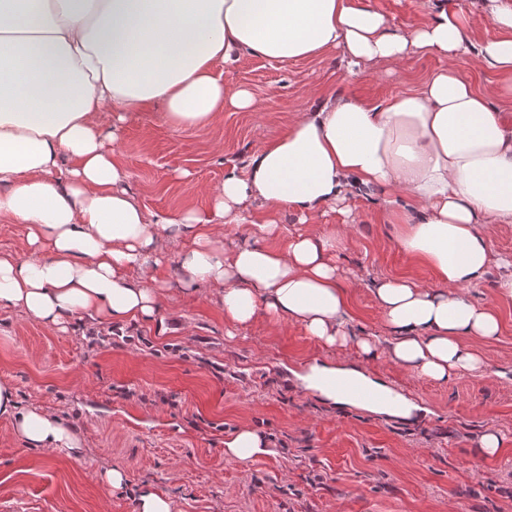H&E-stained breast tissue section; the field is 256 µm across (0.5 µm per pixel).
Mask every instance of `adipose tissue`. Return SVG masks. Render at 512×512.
Here are the masks:
<instances>
[{"instance_id":"adipose-tissue-1","label":"adipose tissue","mask_w":512,"mask_h":512,"mask_svg":"<svg viewBox=\"0 0 512 512\" xmlns=\"http://www.w3.org/2000/svg\"><path fill=\"white\" fill-rule=\"evenodd\" d=\"M427 3L421 22L395 27L350 0H0V217L25 227L16 249L0 252V309L62 331L78 314L155 321L168 289L159 272L173 261L184 288L206 285L231 327L262 311L325 346L354 344L355 364L314 362L297 376L332 404L410 419L416 404L367 372L381 355L437 382L486 375L470 341L496 339L500 317L467 291L495 267L499 295L512 298V257L493 253L489 239L491 225L512 224V127L495 105L512 97V82L479 89L458 64L512 78V0H487L481 14ZM486 19L498 35L473 43ZM336 49L351 72L420 54L443 65L388 99L330 96L296 112L286 132L225 172L208 212L147 215L116 161L130 115L154 103L173 125L205 126L225 109L254 107L249 90L222 79L243 52L288 62ZM377 192L399 249L428 266L437 287L405 277L368 283L340 267L343 230L265 243L282 212H343L350 197ZM254 207L266 219L253 241L225 247V229ZM161 227L184 234L176 257L160 246ZM351 283L368 285L384 336L351 338ZM338 376L381 400L337 392L328 381ZM0 417L47 453L84 448L54 412L20 406L7 379ZM270 452L248 425L224 441L235 461Z\"/></svg>"}]
</instances>
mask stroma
<instances>
[{
	"mask_svg": "<svg viewBox=\"0 0 512 512\" xmlns=\"http://www.w3.org/2000/svg\"><path fill=\"white\" fill-rule=\"evenodd\" d=\"M441 65L421 55L351 73L335 50L284 64L247 53L223 79L250 89L256 111L229 109L209 126L178 127L147 105L126 122L117 157L147 213L205 212L225 171L285 132L314 99H387ZM350 206L357 222L337 253L342 267L435 286L431 270L397 247L379 198ZM166 278L160 324L82 315L60 331L0 311V379L13 382L22 407L54 411L85 442L83 454L48 458L0 418V512H137L144 485L181 512H512V298L496 291L498 269L468 292L501 318L497 339L473 342L491 373L439 383L383 357L371 362L376 378L427 408L417 422L336 407L297 386L293 373L304 364L352 360L354 349L326 347L262 312L227 336L207 288L182 289L173 264ZM349 297L351 333L383 334L371 294L353 288ZM243 423L265 435L270 455L225 459L224 440ZM488 431L506 441L481 458L478 438ZM112 468L125 474L123 486L106 483Z\"/></svg>",
	"mask_w": 512,
	"mask_h": 512,
	"instance_id": "1",
	"label": "stroma"
}]
</instances>
